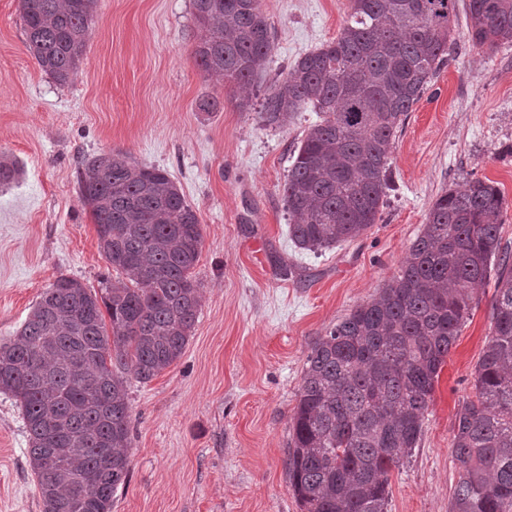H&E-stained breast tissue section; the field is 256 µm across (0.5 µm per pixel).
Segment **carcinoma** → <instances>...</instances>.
Wrapping results in <instances>:
<instances>
[{
  "instance_id": "1",
  "label": "carcinoma",
  "mask_w": 512,
  "mask_h": 512,
  "mask_svg": "<svg viewBox=\"0 0 512 512\" xmlns=\"http://www.w3.org/2000/svg\"><path fill=\"white\" fill-rule=\"evenodd\" d=\"M97 0H20L25 44L65 85L79 69ZM459 0H351L336 39L301 55L267 93L258 122L285 127L311 107L283 186L288 236L318 253L366 233L389 189L408 113L456 44ZM197 67L252 83L271 48L261 0H192ZM476 47L512 45V0H467ZM19 175L0 154V184ZM80 195L120 275L99 288L58 278L0 343V392L19 401L43 512H111L130 473L126 374L146 383L183 354L201 307L192 270L203 235L169 174L125 154L81 161ZM504 202L471 178L433 202L398 273L310 348L288 443L301 512H387L388 475L420 440L460 327L494 281L475 398L456 414L463 475L450 512H512V264L500 255Z\"/></svg>"
}]
</instances>
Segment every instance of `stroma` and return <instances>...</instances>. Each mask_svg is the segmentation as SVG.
Here are the masks:
<instances>
[{"label": "stroma", "instance_id": "obj_1", "mask_svg": "<svg viewBox=\"0 0 512 512\" xmlns=\"http://www.w3.org/2000/svg\"><path fill=\"white\" fill-rule=\"evenodd\" d=\"M272 46L254 85L201 74L192 0H97L86 54L64 86L25 47L19 0H0V152L21 167L0 186V341L15 336L59 277L111 275L78 187L80 160L125 153L165 169L196 210L202 303L181 358L128 379L130 475L112 512H301L288 482L291 416L306 356L399 271L443 192L486 178L504 196L512 254V46L459 35L409 112L390 157L393 189L364 235L318 254L288 237L283 185L318 116L281 129L256 109L304 53L332 41L350 0H261ZM249 98L253 108L237 103ZM218 107H209V100ZM291 268L281 277V267ZM493 291L463 323L425 414L418 448L389 476L388 512H449L463 469L455 414L474 398ZM14 398L0 393V512H42Z\"/></svg>", "mask_w": 512, "mask_h": 512}]
</instances>
